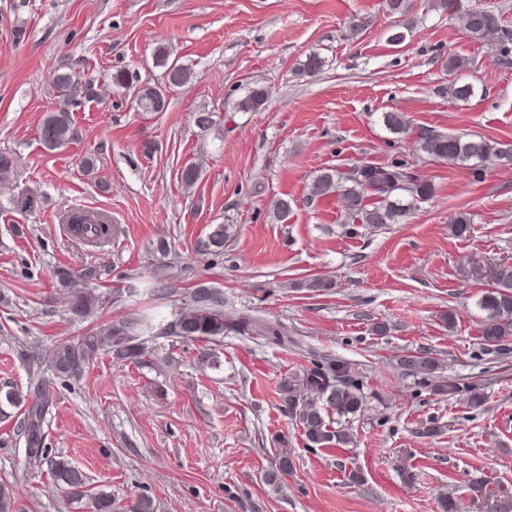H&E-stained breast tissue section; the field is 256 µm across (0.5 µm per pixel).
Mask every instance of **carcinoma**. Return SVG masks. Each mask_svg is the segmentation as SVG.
<instances>
[{"label":"carcinoma","mask_w":512,"mask_h":512,"mask_svg":"<svg viewBox=\"0 0 512 512\" xmlns=\"http://www.w3.org/2000/svg\"><path fill=\"white\" fill-rule=\"evenodd\" d=\"M443 6L459 14V21L471 40L483 43L496 35L500 51L508 53L512 45V30L504 28L500 12L486 8L464 9L461 0H443ZM155 57L156 65L164 68V85H145L135 89L134 100L143 112L164 111L168 106V90L186 84L192 77L188 66L177 59H170L165 45L156 47ZM54 86L62 96V105L46 113L38 129L40 143L50 152L75 140L72 108L77 106L82 90L72 64H59ZM267 98L266 89L252 88L236 100L232 111L259 112ZM215 117L216 113L205 108L193 113L195 126L203 132L217 126ZM382 123L395 135L405 133L408 127V121L401 112L383 113ZM419 149L434 159L451 158L462 166L473 168L489 157L499 159L504 153L512 156V145L508 143L438 132L421 135ZM201 175V163L189 162L179 171L180 183L190 189L199 182ZM307 191L312 200L338 197L343 207L344 223L378 228L405 223L415 203L432 195V186L409 176L401 163H364L346 172L327 168L311 179ZM38 202V194L29 191L8 199L12 210L20 213L34 211ZM64 220L76 237L92 245L109 242L116 232L111 219L100 212L74 211L66 214ZM230 237V225H211L206 242L208 253L214 257L224 255V244ZM100 276L101 270L96 265L77 272L68 267L56 269L58 283L69 290L68 313L71 320H84L96 311L100 296L94 293L90 284ZM492 278V288L485 291L477 302L483 312L480 338L484 349L506 353L512 343V264H500ZM147 329L149 325L146 323L119 318L84 335L57 342L52 349V363L58 368L59 377L67 379L81 378L90 363L103 353L118 361L142 366L148 363L150 356L140 340V333ZM163 332L206 343L222 341L226 336H261L271 344L288 347V328L281 322L260 319L244 311L228 310L224 305L223 291L205 285L190 292L186 307L173 316ZM396 364L403 375L424 383L435 395L455 396L464 392L473 408L481 406L484 401L481 385L437 375V360L427 353L405 351L398 355ZM277 394L282 410L300 428L309 446L344 448L352 443L351 429L343 422L361 412L365 396L363 381L355 375L349 362L332 358L313 360L301 373L282 378ZM53 408L54 396L44 384L24 410L21 434L26 460L47 464L53 483L66 496L67 505L75 512H157L151 497L140 495L134 501L124 503L112 492L92 487L87 476L67 459L49 456L44 426ZM332 415L336 416L334 428L330 426ZM294 469V457L284 440L265 479L271 485L277 484ZM467 490L472 500L481 503L482 512H512V491L503 488L489 494L479 479L471 480Z\"/></svg>","instance_id":"cac0c4a2"}]
</instances>
